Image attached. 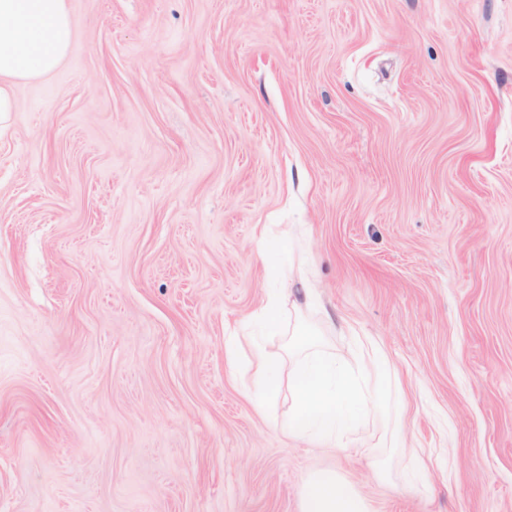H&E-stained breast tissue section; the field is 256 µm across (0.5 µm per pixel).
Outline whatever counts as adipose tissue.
Instances as JSON below:
<instances>
[{
	"label": "adipose tissue",
	"mask_w": 512,
	"mask_h": 512,
	"mask_svg": "<svg viewBox=\"0 0 512 512\" xmlns=\"http://www.w3.org/2000/svg\"><path fill=\"white\" fill-rule=\"evenodd\" d=\"M74 37L68 0H0V118L16 111L14 89L19 82L55 71ZM280 314L278 295H270L255 317L260 335L228 337L224 355L237 363L249 352L251 391L261 400L275 399L282 381L281 366L267 354L262 332L274 331ZM300 512H370L366 499L335 470L318 469L304 482Z\"/></svg>",
	"instance_id": "ef3b65f1"
}]
</instances>
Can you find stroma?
Here are the masks:
<instances>
[{"label":"stroma","mask_w":512,"mask_h":512,"mask_svg":"<svg viewBox=\"0 0 512 512\" xmlns=\"http://www.w3.org/2000/svg\"><path fill=\"white\" fill-rule=\"evenodd\" d=\"M0 124V512H512V0H69ZM291 242L269 251L272 226ZM284 296L400 437L312 448L224 363ZM300 512H371L368 502L335 470L318 469L304 482Z\"/></svg>","instance_id":"obj_1"}]
</instances>
